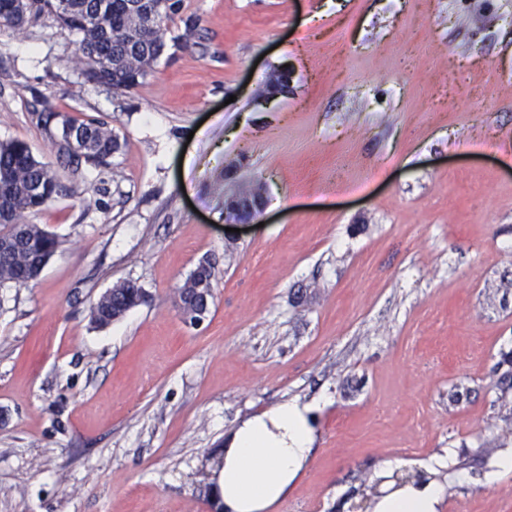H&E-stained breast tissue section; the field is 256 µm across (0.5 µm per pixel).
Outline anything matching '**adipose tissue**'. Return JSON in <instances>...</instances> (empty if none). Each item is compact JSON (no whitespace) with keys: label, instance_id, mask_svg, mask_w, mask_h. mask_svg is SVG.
<instances>
[{"label":"adipose tissue","instance_id":"adipose-tissue-1","mask_svg":"<svg viewBox=\"0 0 512 512\" xmlns=\"http://www.w3.org/2000/svg\"><path fill=\"white\" fill-rule=\"evenodd\" d=\"M308 406L281 403L245 421L217 449L213 492L228 512H270L285 498L312 450ZM444 488L429 481L382 497L374 512H439Z\"/></svg>","mask_w":512,"mask_h":512}]
</instances>
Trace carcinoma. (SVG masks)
I'll use <instances>...</instances> for the list:
<instances>
[{"label": "carcinoma", "instance_id": "carcinoma-1", "mask_svg": "<svg viewBox=\"0 0 512 512\" xmlns=\"http://www.w3.org/2000/svg\"><path fill=\"white\" fill-rule=\"evenodd\" d=\"M129 0H70V9L61 12L56 0H0V30L21 32L27 23L47 15L61 27L76 33L78 60L85 77L116 91H129L143 79L147 70L166 48L164 22L179 18L185 29L199 26L195 15L182 14L183 0H167L163 22L153 30L127 35ZM37 125L46 133L61 163L76 175L84 169L107 167L120 150L119 139L105 123L78 122L44 103L36 113ZM12 176V188L0 195V234L15 241L0 251V285H23L20 271L50 259L58 250L57 237L38 224H15L25 213L38 211L62 194L65 186L51 166L38 160L21 140L0 143V171ZM142 287L126 281L103 294L90 312L91 323L107 328L118 317L138 307Z\"/></svg>", "mask_w": 512, "mask_h": 512}]
</instances>
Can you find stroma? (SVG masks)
Listing matches in <instances>:
<instances>
[{"label":"stroma","instance_id":"stroma-1","mask_svg":"<svg viewBox=\"0 0 512 512\" xmlns=\"http://www.w3.org/2000/svg\"><path fill=\"white\" fill-rule=\"evenodd\" d=\"M194 32L134 89L88 82L51 18L0 31V142L55 151L44 100L118 136L28 223L61 245L0 287V512H211L206 456L314 405L276 512H336L383 462L440 470L441 512H512V0H183ZM289 65L287 96L261 103ZM269 203L224 224V168ZM211 258L205 322L174 298ZM150 296L105 329L90 308ZM468 394L454 401L450 392ZM142 287L134 281H124L103 294L93 305L90 321L96 328H107L121 319L128 311L138 307ZM121 316L120 318H118Z\"/></svg>","mask_w":512,"mask_h":512}]
</instances>
